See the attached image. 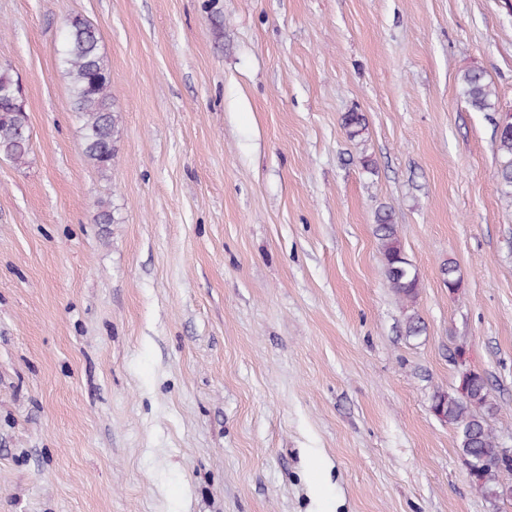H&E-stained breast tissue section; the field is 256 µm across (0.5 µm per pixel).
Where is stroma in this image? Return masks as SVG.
<instances>
[{"label": "stroma", "instance_id": "1", "mask_svg": "<svg viewBox=\"0 0 512 512\" xmlns=\"http://www.w3.org/2000/svg\"><path fill=\"white\" fill-rule=\"evenodd\" d=\"M74 13L120 114L104 173L55 53ZM1 63L32 149L0 158V512H512L431 408L465 349L512 446V0H0ZM462 89L468 103L480 112L496 109V93L480 70H468L462 78ZM496 141L501 156L498 177L504 186L512 188V122L498 125ZM375 235L382 249L385 274L391 288L404 303L411 306L418 295V278L401 249L391 211L379 212Z\"/></svg>", "mask_w": 512, "mask_h": 512}]
</instances>
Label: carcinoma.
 <instances>
[{"instance_id": "1", "label": "carcinoma", "mask_w": 512, "mask_h": 512, "mask_svg": "<svg viewBox=\"0 0 512 512\" xmlns=\"http://www.w3.org/2000/svg\"><path fill=\"white\" fill-rule=\"evenodd\" d=\"M58 57L69 80L72 109L81 121L83 155L94 169L104 172L112 167L115 156L119 115L112 103L111 71L101 52L98 29L81 15L71 16ZM461 81L463 94L474 109L496 110V93L482 71L468 70ZM18 86L12 69L0 66V155L22 165L30 151L31 132L26 107L17 100ZM342 126L348 138L355 140L365 133V118L359 112H347ZM496 141L501 156L498 177L512 188V122L497 127ZM375 235L391 288L404 303L413 304L418 278L401 249L391 211L377 215ZM432 410L440 421L456 429L458 451L468 474L475 476L484 493L497 495L499 473L512 471V456L505 454L490 426L495 404L485 378L461 372L456 389L434 394Z\"/></svg>"}]
</instances>
